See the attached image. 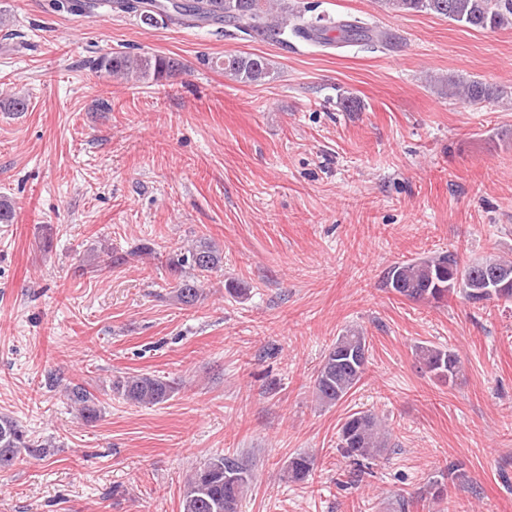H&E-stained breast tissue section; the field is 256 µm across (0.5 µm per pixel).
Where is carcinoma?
<instances>
[{"label": "carcinoma", "mask_w": 512, "mask_h": 512, "mask_svg": "<svg viewBox=\"0 0 512 512\" xmlns=\"http://www.w3.org/2000/svg\"><path fill=\"white\" fill-rule=\"evenodd\" d=\"M116 13L138 16L146 24L162 19L184 27L224 24L243 29L261 39H278L291 34L322 45L334 43L386 44L389 34L364 26L357 21L338 20L327 26L319 18L305 14L287 4V0H102ZM394 12L429 13L443 16L467 28L492 30L512 23V0H380ZM339 36L332 38L328 32ZM97 70L109 77L126 80H159L182 72L184 64L171 57H136L123 54L104 55L96 62ZM224 75L244 84H262L273 78L272 61L256 54H229L218 64ZM448 97L478 103L495 97V90L478 81L448 80ZM190 261L200 276L216 270L221 256L211 241L203 238L191 250ZM112 265V249L91 253L86 267L95 271ZM183 262L169 260V270L178 278L177 299L193 305L201 298L198 278L182 276ZM386 287L409 300L441 303L456 291L467 300H512V261L490 259L463 265L454 253H442L396 263L386 272ZM363 332L348 329L336 338L323 355L314 379V394L322 406L341 402L362 381L367 362L336 364L337 358L354 351L368 353ZM417 356L426 372L447 382L460 372L461 361L450 349L434 345L418 347ZM115 393L138 405L155 406L166 402L176 391L174 383L146 374L113 381ZM77 418L85 423L96 421L101 414L98 398L81 384L67 387ZM52 443L29 439L26 432L9 417L0 416V468L13 465L20 450L46 457ZM337 448L341 455L363 467L388 448V438L381 421L372 413L355 412L346 417L338 432ZM313 467L311 459L297 455L288 461L283 472L285 481L305 480ZM251 475L234 458L217 457L192 471L184 485L182 512H238L248 491Z\"/></svg>", "instance_id": "cac0c4a2"}]
</instances>
